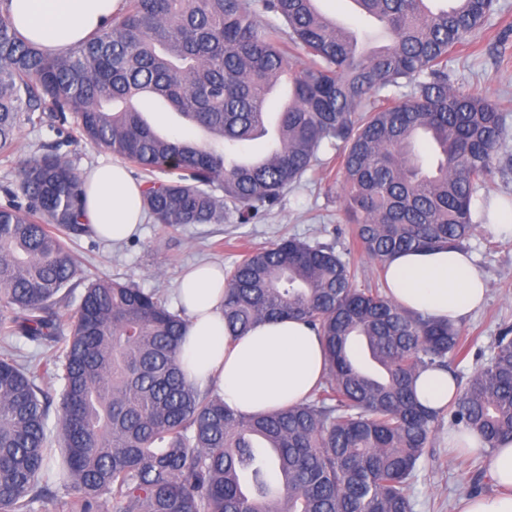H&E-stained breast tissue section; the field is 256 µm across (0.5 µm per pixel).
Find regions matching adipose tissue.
<instances>
[{
	"mask_svg": "<svg viewBox=\"0 0 512 512\" xmlns=\"http://www.w3.org/2000/svg\"><path fill=\"white\" fill-rule=\"evenodd\" d=\"M123 0H8L15 28L48 53L83 40L104 21L118 16ZM86 219L100 237L118 242L143 221L141 185L117 161H102L85 173ZM385 278L390 296L403 308L459 323L482 306L487 283L469 254L434 249L397 254ZM177 294L188 327L181 346L186 378L211 388L225 404L246 414L306 401L326 372L324 347L306 325L292 319L257 323L246 335L230 336L224 324V270L212 264L190 268ZM422 404L438 409L457 394L446 372L423 371L416 382ZM498 490L468 497L461 512H512V440L498 444L489 458Z\"/></svg>",
	"mask_w": 512,
	"mask_h": 512,
	"instance_id": "ef3b65f1",
	"label": "adipose tissue"
}]
</instances>
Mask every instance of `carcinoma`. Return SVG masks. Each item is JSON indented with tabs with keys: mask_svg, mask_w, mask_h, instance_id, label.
Returning a JSON list of instances; mask_svg holds the SVG:
<instances>
[{
	"mask_svg": "<svg viewBox=\"0 0 512 512\" xmlns=\"http://www.w3.org/2000/svg\"><path fill=\"white\" fill-rule=\"evenodd\" d=\"M317 0H124L87 40L46 55L0 11V155L24 124L74 114L80 137L143 174L157 224H248L336 150L344 210L379 268L403 250L462 249L472 207L507 148L498 103L454 89L448 55L471 43L493 0H354L390 45L359 48ZM301 50V67L293 65ZM288 76L278 146L227 158L265 137L272 90ZM407 88L397 98L388 88ZM149 98L210 131L199 142L148 121ZM0 337L63 344L35 365L0 351V512H35L51 495L49 391L61 385L63 466L77 495L60 512H411L413 477L435 424L479 433L492 453L512 438V337H497L454 400L423 406L414 382L465 359L458 326L406 310L384 284L359 288L330 246L280 239L225 276L236 336L289 318L322 337L327 371L310 398L266 415L233 410L183 378L186 319L154 290L100 277L69 323L56 306L81 284L64 238L90 232L74 164L47 146L0 187Z\"/></svg>",
	"mask_w": 512,
	"mask_h": 512,
	"instance_id": "cac0c4a2",
	"label": "carcinoma"
}]
</instances>
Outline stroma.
I'll return each mask as SVG.
<instances>
[{
  "instance_id": "1",
  "label": "stroma",
  "mask_w": 512,
  "mask_h": 512,
  "mask_svg": "<svg viewBox=\"0 0 512 512\" xmlns=\"http://www.w3.org/2000/svg\"><path fill=\"white\" fill-rule=\"evenodd\" d=\"M448 77L466 92L493 96L512 130V0H496L481 35L452 54ZM53 143L81 171L111 157L107 150L81 140L75 123H68L61 135L44 124L25 125L13 161L0 159V184L15 180L20 160L39 146ZM351 232L339 175L318 169L307 172L277 205L248 224L237 223L230 214L220 224L165 226L148 220L135 236L119 243L89 234L75 238L72 248L85 279L106 275L158 291L173 310L177 307L175 288L185 269L205 262L228 268L239 260L244 247H260L288 236L334 247L356 269L358 287L373 285L382 273L373 260L350 247ZM468 251L487 280L488 294L484 305L460 325L470 341V352L465 360H452L450 367L463 382L477 363L488 361L496 336L512 327V236L478 226ZM453 430L450 422H441L431 447L421 457L412 512H456L459 500L477 483L483 494L496 493L486 453L455 458L448 446Z\"/></svg>"
}]
</instances>
